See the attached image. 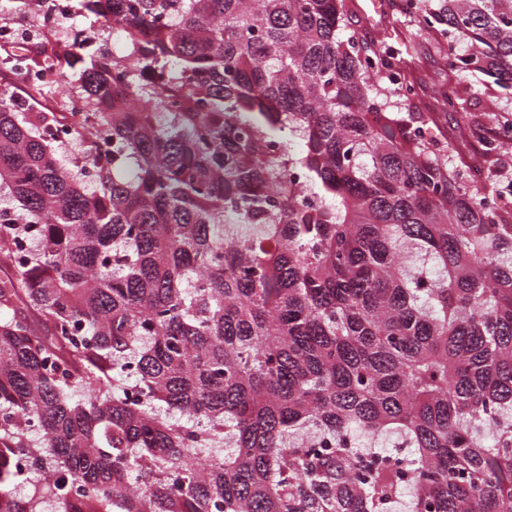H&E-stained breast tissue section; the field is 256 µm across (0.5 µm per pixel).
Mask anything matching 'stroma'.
Instances as JSON below:
<instances>
[{"instance_id":"stroma-1","label":"stroma","mask_w":512,"mask_h":512,"mask_svg":"<svg viewBox=\"0 0 512 512\" xmlns=\"http://www.w3.org/2000/svg\"><path fill=\"white\" fill-rule=\"evenodd\" d=\"M349 7L347 32L358 46L377 48L381 44L396 45L414 42L416 54L406 59L402 71L408 81L417 87V94L407 104H394V111H433L440 91L454 90L468 100L471 117L483 118L486 110L512 111V91L505 90L483 75H450L437 51L434 29L422 28L413 15L403 12V0H385L387 9L378 23H371L363 15L364 0H345Z\"/></svg>"}]
</instances>
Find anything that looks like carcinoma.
Segmentation results:
<instances>
[{
	"label": "carcinoma",
	"mask_w": 512,
	"mask_h": 512,
	"mask_svg": "<svg viewBox=\"0 0 512 512\" xmlns=\"http://www.w3.org/2000/svg\"><path fill=\"white\" fill-rule=\"evenodd\" d=\"M73 2L125 51L0 52L86 108L0 86V512H512V124L443 92L481 151L430 145L372 80L414 96V46L361 52L344 0ZM428 2L512 89V0ZM0 85L9 86L11 90L14 91L15 98L18 100L22 109L31 107L38 108L39 105L37 102H39L42 105L53 108L56 112H65L66 103L68 101L67 93L68 89L71 87V85H61L54 91H51L48 96L36 100L31 96L26 85L18 81L16 77L10 73L0 72Z\"/></svg>",
	"instance_id": "obj_1"
}]
</instances>
